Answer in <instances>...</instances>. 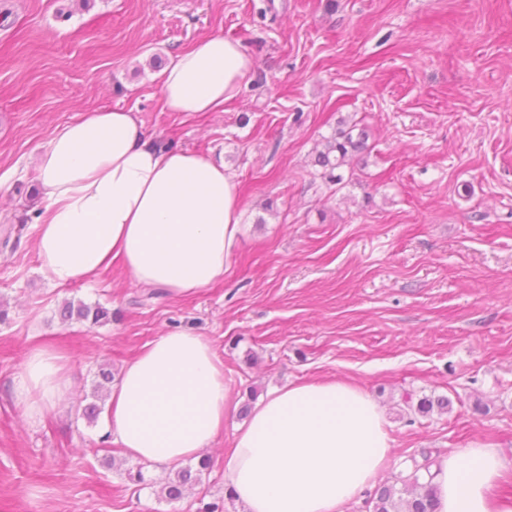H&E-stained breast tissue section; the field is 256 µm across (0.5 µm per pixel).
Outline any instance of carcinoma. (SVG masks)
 <instances>
[{
  "label": "carcinoma",
  "instance_id": "cac0c4a2",
  "mask_svg": "<svg viewBox=\"0 0 512 512\" xmlns=\"http://www.w3.org/2000/svg\"><path fill=\"white\" fill-rule=\"evenodd\" d=\"M367 141L366 132L358 129L356 123L337 130L326 139L324 148L317 153L315 163L322 169L328 183L339 185L343 182V175L339 170L367 149ZM62 315L68 320L76 318L93 325L112 318V313L100 305L91 307L82 304L76 307L71 303L65 304ZM435 463L436 460L432 459L430 454L422 453V461H413L411 471L400 477V489L384 487L378 492L373 512H435L436 501L431 473ZM209 468V459L203 458L195 471L190 467L179 469L162 488V492L170 500L181 499L186 488L198 483L201 472Z\"/></svg>",
  "mask_w": 512,
  "mask_h": 512
}]
</instances>
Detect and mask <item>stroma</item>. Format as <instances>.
I'll return each instance as SVG.
<instances>
[{
    "instance_id": "35a3bbf8",
    "label": "stroma",
    "mask_w": 512,
    "mask_h": 512,
    "mask_svg": "<svg viewBox=\"0 0 512 512\" xmlns=\"http://www.w3.org/2000/svg\"><path fill=\"white\" fill-rule=\"evenodd\" d=\"M221 35L254 67L220 112H170L171 55ZM136 112L157 146L223 162L242 232L223 278L192 294L44 279L30 197L40 148L99 109ZM369 149L327 184L315 149L341 121ZM0 512H244L224 489L232 434L271 387L354 382L390 423L376 484L422 452L495 448L512 464V0H0ZM101 305L102 325L63 321ZM205 336L232 405L212 466L177 502L166 463L137 465L88 422L100 367L120 374L169 331ZM66 356L72 399L26 420L22 349ZM414 398L448 399L418 413ZM145 482L130 485L128 469ZM62 315L64 319L68 320H72L76 316V319L89 321L92 325L104 323L112 318V313L100 305L91 307L82 304L75 309L72 303L65 304Z\"/></svg>"
}]
</instances>
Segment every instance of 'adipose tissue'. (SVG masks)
Here are the masks:
<instances>
[{"label": "adipose tissue", "mask_w": 512, "mask_h": 512, "mask_svg": "<svg viewBox=\"0 0 512 512\" xmlns=\"http://www.w3.org/2000/svg\"><path fill=\"white\" fill-rule=\"evenodd\" d=\"M253 68L236 41L209 36L179 51L161 75L170 112H220ZM45 205L36 222L41 272L63 287L121 261L132 283L180 297L224 275L240 234L241 200L208 155L146 141L134 112L101 110L56 131L37 156ZM68 362L29 347L15 397L28 419L56 409ZM231 399L209 340L166 332L125 365L103 430L122 455L175 463L217 443ZM392 439L374 400L343 380L269 390L239 427L224 487L245 512H342L385 467ZM506 465L492 448L450 454L433 468L436 512H512L494 495Z\"/></svg>", "instance_id": "adipose-tissue-1"}]
</instances>
